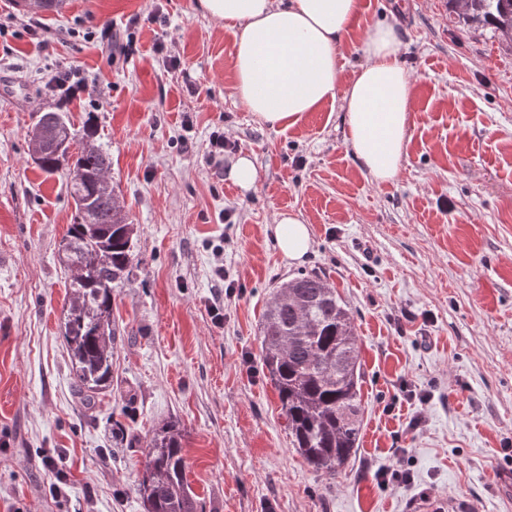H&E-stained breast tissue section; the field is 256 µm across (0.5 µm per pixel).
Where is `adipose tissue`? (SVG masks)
Wrapping results in <instances>:
<instances>
[{
	"instance_id": "adipose-tissue-1",
	"label": "adipose tissue",
	"mask_w": 512,
	"mask_h": 512,
	"mask_svg": "<svg viewBox=\"0 0 512 512\" xmlns=\"http://www.w3.org/2000/svg\"><path fill=\"white\" fill-rule=\"evenodd\" d=\"M234 34V89L264 124L290 128L339 102L345 141L376 183L394 181L408 141L415 80L401 58L393 23L371 25L358 50L365 59L351 79L341 65L344 39L363 0H199ZM275 237L283 256L301 263L311 248L308 224L279 213Z\"/></svg>"
}]
</instances>
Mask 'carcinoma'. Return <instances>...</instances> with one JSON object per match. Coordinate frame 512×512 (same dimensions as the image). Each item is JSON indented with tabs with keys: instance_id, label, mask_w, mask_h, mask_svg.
<instances>
[{
	"instance_id": "obj_1",
	"label": "carcinoma",
	"mask_w": 512,
	"mask_h": 512,
	"mask_svg": "<svg viewBox=\"0 0 512 512\" xmlns=\"http://www.w3.org/2000/svg\"><path fill=\"white\" fill-rule=\"evenodd\" d=\"M462 16L512 41V0H451ZM46 132L37 162L47 172L67 169L77 211L62 251L74 271L64 338L75 383L90 397L112 378V288L127 277L134 258V225L118 205L115 190L99 189L109 167L92 142L93 127L77 134L57 112L44 113L31 134ZM59 135L77 140L60 153ZM260 361L278 392L291 443L306 462L329 476L357 448L361 384L353 319L336 289L314 274L288 280V299L273 295L262 327ZM138 492L145 512H203L186 479L182 432L174 424L154 434Z\"/></svg>"
}]
</instances>
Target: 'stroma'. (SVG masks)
<instances>
[{
    "instance_id": "1",
    "label": "stroma",
    "mask_w": 512,
    "mask_h": 512,
    "mask_svg": "<svg viewBox=\"0 0 512 512\" xmlns=\"http://www.w3.org/2000/svg\"><path fill=\"white\" fill-rule=\"evenodd\" d=\"M364 2L345 78L385 17L416 79L400 173L381 185L338 105L288 129L246 111L234 35L198 0H0V512H144L137 485L168 422L205 512H512V43L448 0ZM105 27L135 53L107 62ZM69 68L84 85L65 96L52 78ZM48 111L78 132L93 122L136 228L112 379L89 402L63 339L75 205L29 136ZM219 128L237 145L225 162L253 159L254 189L209 163ZM283 211L310 226L299 265L275 242ZM302 273L345 302L364 370L359 446L333 476L292 447L259 359L265 304ZM54 450L72 473L60 502L42 467Z\"/></svg>"
}]
</instances>
